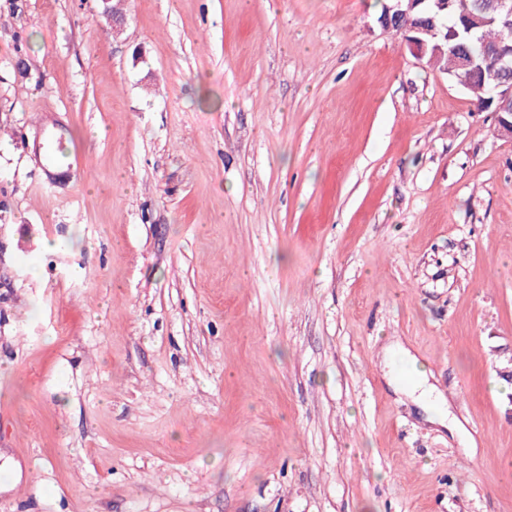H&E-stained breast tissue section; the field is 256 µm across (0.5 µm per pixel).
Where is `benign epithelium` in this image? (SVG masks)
Masks as SVG:
<instances>
[{
  "label": "benign epithelium",
  "mask_w": 512,
  "mask_h": 512,
  "mask_svg": "<svg viewBox=\"0 0 512 512\" xmlns=\"http://www.w3.org/2000/svg\"><path fill=\"white\" fill-rule=\"evenodd\" d=\"M422 7L426 21L432 26L435 34L444 35L447 40L468 41L475 30L496 22H512V0H491V7L480 11L478 15L468 16V21L458 28L448 25V10L452 0H389L386 11L377 18L378 24L385 30L397 29L406 34V42L412 55L428 67H433V50L428 42L416 36L422 30L419 25L404 26L403 19L411 14L412 10ZM455 68L464 72L469 79H476L485 75L482 64L476 61L473 54L456 55ZM493 100L497 101V110L508 111L512 117V83H501L494 87Z\"/></svg>",
  "instance_id": "benign-epithelium-1"
}]
</instances>
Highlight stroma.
I'll use <instances>...</instances> for the list:
<instances>
[{
  "mask_svg": "<svg viewBox=\"0 0 512 512\" xmlns=\"http://www.w3.org/2000/svg\"><path fill=\"white\" fill-rule=\"evenodd\" d=\"M381 3L0 0V512H512V141ZM399 355H403L408 359V362L415 374L410 381L404 382L399 375H395L393 370L390 369L388 372L389 384L396 392L405 393L414 402L418 403L426 414L429 413V405L437 407L439 410V417L428 415L427 420L432 423L446 426L443 412V397L439 394L437 388L429 382V376L427 373L417 369L416 358L403 350L399 344L388 345L383 350V359L386 366H389L388 362L393 364L395 357Z\"/></svg>",
  "mask_w": 512,
  "mask_h": 512,
  "instance_id": "stroma-1",
  "label": "stroma"
}]
</instances>
